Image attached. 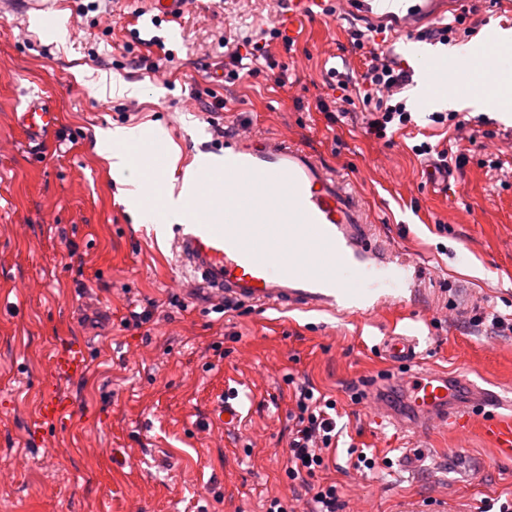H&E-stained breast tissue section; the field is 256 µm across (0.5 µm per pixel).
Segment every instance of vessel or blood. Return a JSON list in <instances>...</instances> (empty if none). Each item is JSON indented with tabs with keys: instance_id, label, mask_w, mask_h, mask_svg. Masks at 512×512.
Segmentation results:
<instances>
[{
	"instance_id": "1",
	"label": "vessel or blood",
	"mask_w": 512,
	"mask_h": 512,
	"mask_svg": "<svg viewBox=\"0 0 512 512\" xmlns=\"http://www.w3.org/2000/svg\"><path fill=\"white\" fill-rule=\"evenodd\" d=\"M324 0H284L286 34L309 21ZM401 0H361L360 10L376 26L408 27L410 18L433 17L439 0H420L402 9ZM190 0H150L154 22L184 14ZM512 67V51L497 35L445 61L423 64L427 88L441 91L443 77L454 74L458 98L470 99L465 82L475 69ZM61 114L46 99L34 96L14 120L27 143H43L57 129ZM196 218L179 225L175 251L187 279L211 301L249 302L276 308L333 309L349 294L345 273L382 271L388 261L370 245L368 217L348 185L310 150L288 140L251 133L239 125L224 132L222 162H206L196 170L188 191ZM383 356L406 367L405 377L379 378L367 399L379 422L399 432L418 431L440 423L460 430L478 423L501 455L512 456V409L504 410L494 392L466 378L433 369H415L416 342L407 336L387 337ZM54 373L62 379L82 376L88 360L84 347L71 345L55 353ZM74 411L71 398L44 391L33 427L66 424ZM213 417L225 428L240 418L234 396L216 405Z\"/></svg>"
}]
</instances>
